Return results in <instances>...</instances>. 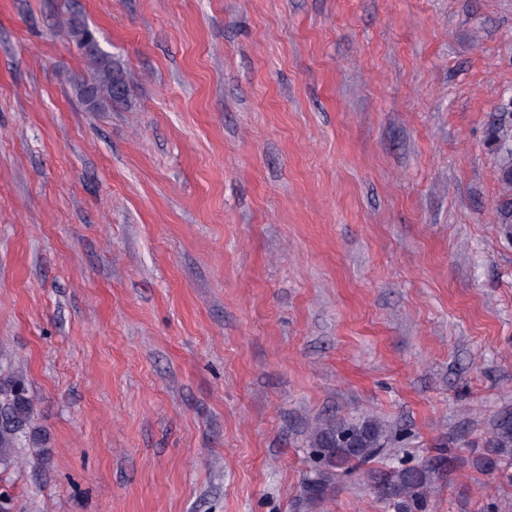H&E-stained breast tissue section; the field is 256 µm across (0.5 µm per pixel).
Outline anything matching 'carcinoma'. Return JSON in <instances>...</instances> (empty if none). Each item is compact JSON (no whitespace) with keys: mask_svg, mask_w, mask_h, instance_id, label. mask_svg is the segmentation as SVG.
<instances>
[{"mask_svg":"<svg viewBox=\"0 0 512 512\" xmlns=\"http://www.w3.org/2000/svg\"><path fill=\"white\" fill-rule=\"evenodd\" d=\"M72 34L86 49L92 63L91 79L78 84L80 97L89 109L101 112L112 102L125 97L127 88L122 72L112 66V57L103 52L94 33L81 23L72 26ZM31 417V403L24 383L11 380L0 385V466H9L16 458L19 441L26 433ZM386 427L374 420L355 424L338 423L320 430L314 452L319 468L305 484L310 501L324 498L331 479L345 477L367 465L385 450ZM491 453L478 465L486 471L501 470L512 462V414L501 416L494 424L488 444ZM446 462L443 457L427 460L420 466H390L368 471L371 485L379 498L395 512H422L430 488L431 473Z\"/></svg>","mask_w":512,"mask_h":512,"instance_id":"1","label":"carcinoma"}]
</instances>
